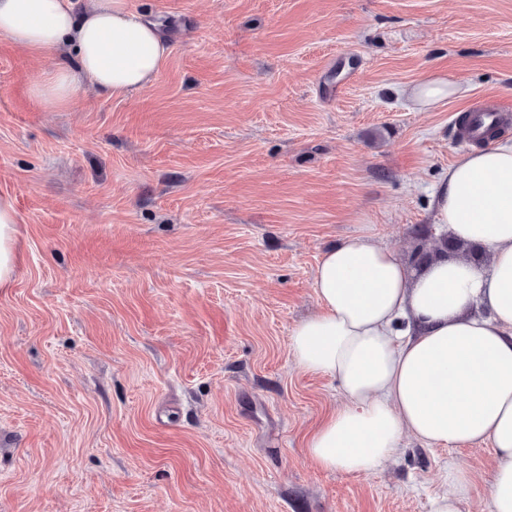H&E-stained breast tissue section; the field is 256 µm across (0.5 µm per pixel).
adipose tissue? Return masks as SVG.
<instances>
[{
    "mask_svg": "<svg viewBox=\"0 0 512 512\" xmlns=\"http://www.w3.org/2000/svg\"><path fill=\"white\" fill-rule=\"evenodd\" d=\"M0 35L33 50L68 48L70 61L33 87L68 107L85 87L137 92L160 72L168 47L157 22L115 0H0ZM468 87L432 74L409 87L431 107ZM433 223L489 265L437 254L414 271L371 237L328 248L314 275L318 313L291 332L298 366L337 379L349 398L307 440L320 467L374 471L412 435L430 448L490 443V512H512V139L472 149L431 199ZM17 214L0 197V288L19 261Z\"/></svg>",
    "mask_w": 512,
    "mask_h": 512,
    "instance_id": "1",
    "label": "adipose tissue"
}]
</instances>
